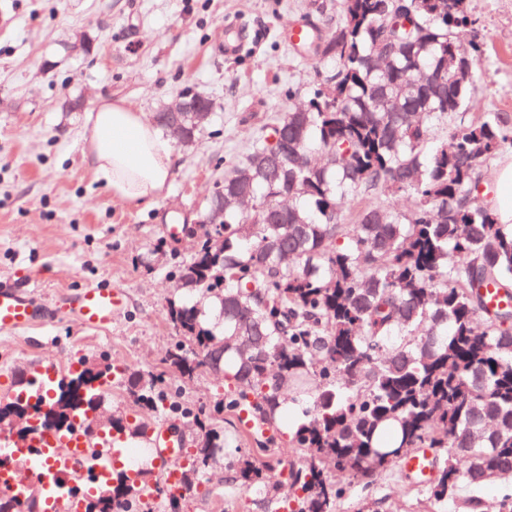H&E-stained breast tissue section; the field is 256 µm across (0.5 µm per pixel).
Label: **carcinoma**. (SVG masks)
Listing matches in <instances>:
<instances>
[{"instance_id":"carcinoma-1","label":"carcinoma","mask_w":512,"mask_h":512,"mask_svg":"<svg viewBox=\"0 0 512 512\" xmlns=\"http://www.w3.org/2000/svg\"><path fill=\"white\" fill-rule=\"evenodd\" d=\"M466 0H339L329 31L303 26L298 50L334 62L313 97L270 118L244 160L224 173L206 209L221 245L198 237L173 274L186 301L171 300L178 337L151 371H131L127 395L156 409L173 400L169 377L224 371L227 395L212 411L248 408L277 432L280 381L312 393L290 445L298 512H335L345 473L364 480L414 448H436L445 467L428 488L436 503L463 487L512 475V307H491L482 289L512 298V227L472 204L481 169L512 145V117L483 112L461 122L451 144L438 128L475 102L480 47L459 39L474 20ZM408 193L399 209L384 197ZM366 199L341 222L344 205ZM106 355L82 359L55 388L43 415L69 429L79 408L101 407ZM30 405L0 401V423ZM170 413L200 429L182 467L193 488L219 462L224 433L207 407ZM244 481L260 475L254 457L235 464ZM147 470L112 471L91 512L155 494ZM32 488L27 512L47 507Z\"/></svg>"}]
</instances>
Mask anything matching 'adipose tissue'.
<instances>
[{
    "label": "adipose tissue",
    "instance_id": "obj_1",
    "mask_svg": "<svg viewBox=\"0 0 512 512\" xmlns=\"http://www.w3.org/2000/svg\"><path fill=\"white\" fill-rule=\"evenodd\" d=\"M82 156L107 189L148 207L167 191L177 158L160 129L122 101L101 100L90 112Z\"/></svg>",
    "mask_w": 512,
    "mask_h": 512
}]
</instances>
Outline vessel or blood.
Returning <instances> with one entry per match:
<instances>
[{"mask_svg": "<svg viewBox=\"0 0 512 512\" xmlns=\"http://www.w3.org/2000/svg\"><path fill=\"white\" fill-rule=\"evenodd\" d=\"M122 296L123 291L118 287L81 289L69 305V314L84 327H106L121 306ZM37 322V306L31 293L11 283L1 284L0 330L27 329ZM151 444L155 450L153 462L156 467L168 479L179 478L180 449L185 444L183 436L162 425L153 428ZM35 446L36 450L28 460L44 476L77 470L89 486L105 477L108 462L119 453L115 440L108 438L103 444L93 446L85 434L64 430L40 433ZM401 467L416 476L419 482H426L432 474L431 454L423 449L415 451L402 460Z\"/></svg>", "mask_w": 512, "mask_h": 512, "instance_id": "vessel-or-blood-1", "label": "vessel or blood"}]
</instances>
